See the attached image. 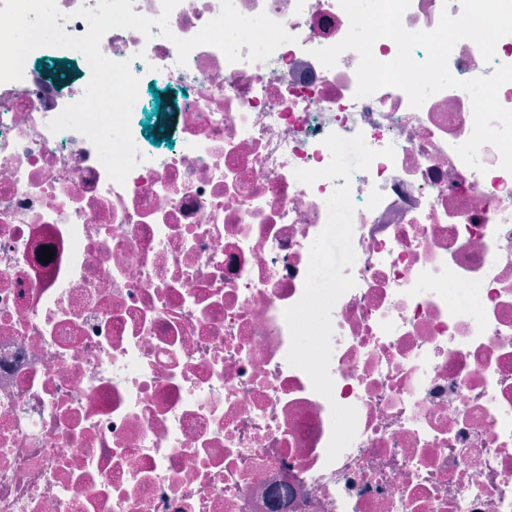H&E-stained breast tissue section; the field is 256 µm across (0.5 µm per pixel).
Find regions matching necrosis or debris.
<instances>
[{
  "label": "necrosis or debris",
  "instance_id": "1",
  "mask_svg": "<svg viewBox=\"0 0 512 512\" xmlns=\"http://www.w3.org/2000/svg\"><path fill=\"white\" fill-rule=\"evenodd\" d=\"M295 40L265 62L152 27L106 33L140 87L177 96L125 183L48 124L90 78L33 51L0 83V512H512V172L456 152L471 99L356 98L359 56L327 68L339 0H235ZM219 0H180L174 37ZM379 156L350 181L356 282L331 313L333 396L288 364L285 309L335 181L329 133ZM53 248L49 262L40 247ZM357 433L328 461L331 403Z\"/></svg>",
  "mask_w": 512,
  "mask_h": 512
}]
</instances>
